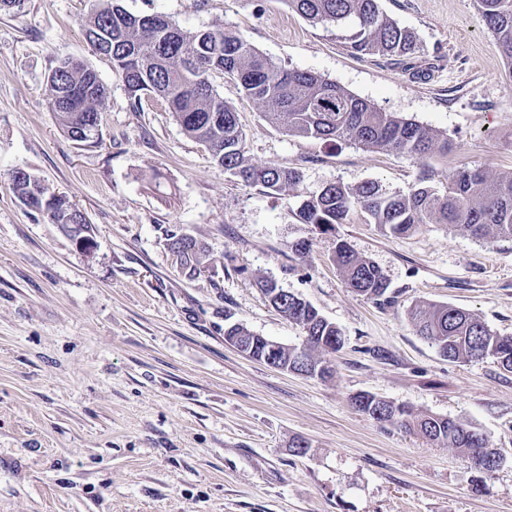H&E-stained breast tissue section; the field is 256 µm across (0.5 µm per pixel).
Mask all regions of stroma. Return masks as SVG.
I'll use <instances>...</instances> for the list:
<instances>
[{
  "label": "stroma",
  "mask_w": 512,
  "mask_h": 512,
  "mask_svg": "<svg viewBox=\"0 0 512 512\" xmlns=\"http://www.w3.org/2000/svg\"><path fill=\"white\" fill-rule=\"evenodd\" d=\"M182 29L238 34L276 65L311 71L383 111L447 136L437 179L463 167L512 172V66L475 0H380L419 50L358 59L344 31L283 0H122ZM96 0H24L0 12V512H512V372L493 358L451 362L408 318L449 304L512 336V238L426 224L395 236L353 210L335 229L301 223L300 203L331 182L408 191L407 154L289 135L213 77L244 131L248 163L301 172L272 195L224 172L159 98L134 103L81 24ZM74 58L108 92L95 140L76 142L47 106L49 71ZM24 168L88 218L95 245L23 205ZM197 241L201 274L170 244ZM306 252H297V243ZM378 266L391 300L357 294L339 244ZM271 279L338 326L314 355L325 379L240 353L228 325L289 347L305 333L259 288ZM359 393L449 417L504 457L476 470L357 411ZM307 441L306 454L292 441Z\"/></svg>",
  "instance_id": "1"
}]
</instances>
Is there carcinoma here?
Listing matches in <instances>:
<instances>
[{
  "label": "carcinoma",
  "instance_id": "obj_1",
  "mask_svg": "<svg viewBox=\"0 0 512 512\" xmlns=\"http://www.w3.org/2000/svg\"><path fill=\"white\" fill-rule=\"evenodd\" d=\"M312 23L330 22L347 29L346 47L357 55L406 57L417 48L415 35L384 15L378 0H285ZM478 13L494 35L506 61L512 63V0H477ZM85 37L112 34L106 52L112 68L135 102L157 96L169 107L184 132L205 147L211 159L247 186H261L279 195L301 182L297 170L247 163L243 131L237 112L211 83L212 74L232 76L246 98L263 108L265 116L291 135L325 142H352L368 148L406 152L419 161L448 156V138L409 118L384 112L367 100L309 71L272 63L250 43L222 27L185 31L163 15H136L119 0H99L83 23ZM96 73L82 63L63 61L47 76L48 106L60 125L78 142L90 140L93 130L79 127L75 110L61 103L62 86H87ZM84 112L103 115L106 90L98 85L83 99ZM435 174L423 172L406 193H389L374 182L356 187L331 183L302 201L303 224L330 230L360 209L372 224L394 236L423 224L461 226L471 236L512 238V172L492 175L477 166L458 170L442 186ZM14 195L27 199L50 190L38 179L9 177ZM189 275L198 270L196 245L180 253ZM336 264L358 294L374 301H390L389 283L373 263L355 255L345 244L336 250ZM295 294H282L276 305L303 327L308 336H339L340 329L310 309L295 310ZM418 335L436 342L450 361L491 356L512 372V336H499L476 315L451 305H416L410 311ZM400 426L429 442L448 443L462 458L471 447L464 424L436 415H415L400 407Z\"/></svg>",
  "mask_w": 512,
  "mask_h": 512
}]
</instances>
